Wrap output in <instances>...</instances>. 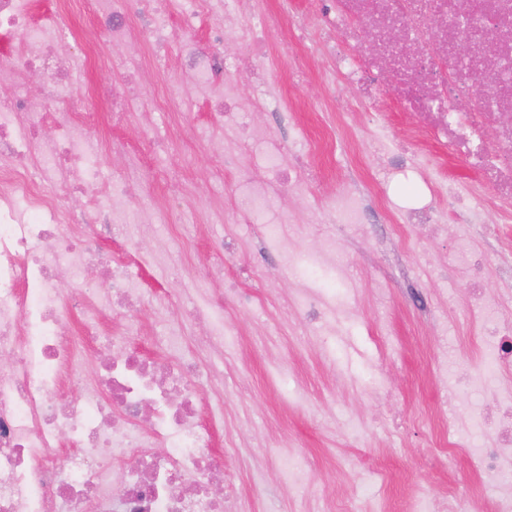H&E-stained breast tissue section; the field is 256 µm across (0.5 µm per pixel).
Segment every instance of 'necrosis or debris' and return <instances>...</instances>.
<instances>
[{"mask_svg": "<svg viewBox=\"0 0 512 512\" xmlns=\"http://www.w3.org/2000/svg\"><path fill=\"white\" fill-rule=\"evenodd\" d=\"M314 11L286 13L285 31L297 34L310 24L332 33L323 45L344 81L366 85L370 75L390 68L401 106L415 128L395 150L379 154L390 176L406 175L419 143L447 148L475 175L482 206H495L499 223L512 222V0H315ZM81 10L93 31L108 44L100 49L70 25ZM205 19V41L192 38L194 22ZM276 16L245 9L244 0H224L212 16L208 0H57L54 10H36L34 0H0V80L17 83L0 100V512H241L234 495L217 496L206 487L205 472L218 467L205 421L193 365L173 351L181 344L179 326L157 338L169 356L145 357L134 330L112 334L104 318L137 312L156 294L133 280L129 267L141 256L127 234L130 223H160V212L143 203V177L122 168L101 176L103 152L123 159L124 141L102 142L90 132L97 117V93L75 98L68 86L72 60L106 69L112 51L135 38L150 37L156 53L178 42V70L192 87L212 125L245 133L263 145L274 180L249 174L234 141L224 149L225 167L238 173L245 206L215 213L217 223H263L266 243L278 239L268 224L279 192L296 187L307 167L280 125L239 107L225 71L240 69L243 58L225 52L242 42L263 54L258 31L275 25ZM471 39L485 52L461 62L457 43ZM129 81L111 85L113 122H120L149 77L142 62L130 60ZM40 72L42 82L28 87L25 78ZM486 93L473 99L475 84ZM53 125L52 138L42 130ZM81 198V209L71 205ZM398 223L434 235L447 231L443 211L422 192L400 193ZM367 197L328 202L324 218L366 235ZM117 237V264H90L87 253L100 239ZM345 266L335 242L317 252L293 254L288 273L300 284L297 313L323 342L336 334V321L347 314L341 294ZM72 288L60 295V275ZM472 305L482 321L480 343L486 349L477 375H461L459 389L493 391L491 406L480 407L475 425L491 431L490 442L475 446L470 466L492 491L494 512H512V392L501 389L512 372V317H504L486 292L474 266H466ZM110 284L97 289L98 281ZM190 315L207 328L211 345L220 346L228 329L224 299L210 289L178 294ZM92 337L97 350L96 381L85 378V359L70 338ZM76 392L71 401L62 389ZM73 446L61 455L60 440Z\"/></svg>", "mask_w": 512, "mask_h": 512, "instance_id": "1", "label": "necrosis or debris"}]
</instances>
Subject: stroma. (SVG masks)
Masks as SVG:
<instances>
[{"mask_svg": "<svg viewBox=\"0 0 512 512\" xmlns=\"http://www.w3.org/2000/svg\"><path fill=\"white\" fill-rule=\"evenodd\" d=\"M264 39L267 52L257 63L264 81L234 71L224 79L236 83L239 103L250 112L257 109L261 87L275 90L286 114L287 137L315 142L310 157L318 172L315 186L277 201L278 214L293 216L280 227L279 247L297 252L341 239L353 291L350 314L334 349H323L294 312L296 281L280 268L278 253L257 258L259 225L212 223V212L230 209L237 196L231 186L206 179L222 157L223 141L216 131L207 129L193 141L179 130V118L203 110L186 86L176 111L149 116L165 148L145 156L149 179L144 189L157 208L167 205L163 182L151 178L160 169L193 183V201L172 227H134L130 233L147 274L165 287L185 288L187 273L214 263L218 269L209 288L219 294L233 285L246 288L254 303L225 308L224 319L235 336L221 348L205 345L203 329L185 311L149 303L137 314L140 346L155 353L156 332L167 322L181 321L184 355L197 365L203 397L211 408L223 410L211 424L213 446L225 456L218 474L244 512H295L298 505L323 501L357 505L372 492L387 512H402L417 489L435 497L453 494L468 512H488L489 493L469 467L467 449H458L454 466L441 458L449 419L463 425L464 435H473L467 422L483 395L446 397L435 377L443 360L450 369L469 372L482 362L479 324L468 283L459 273L461 257L479 262L484 288L498 296L503 312L512 313V288L501 284L503 263L512 259V223L502 226L496 240L475 224L466 238L416 235L407 248L402 225L391 223L378 208L369 236L361 239L347 236L341 225L323 223L316 202L331 188L363 183L378 191L382 177L369 148L392 150L407 136L411 121L388 84L380 85L373 100H362L358 88L339 80L331 62L319 55L315 40L302 44L274 28L265 31ZM127 57L151 60L150 40L132 41L108 70L75 62L73 86L123 82ZM341 99L354 112L372 113V122L359 125L338 111ZM314 102L325 104V111H310ZM420 153L436 169L425 194L439 207L448 204L446 184L472 186V177L443 147L427 142ZM160 236L169 241L162 256L154 252ZM219 237L226 249L218 259L210 241ZM269 264L278 269L274 289L267 285ZM296 452L310 463L307 478L298 484L284 479L279 469Z\"/></svg>", "mask_w": 512, "mask_h": 512, "instance_id": "obj_1", "label": "stroma"}]
</instances>
